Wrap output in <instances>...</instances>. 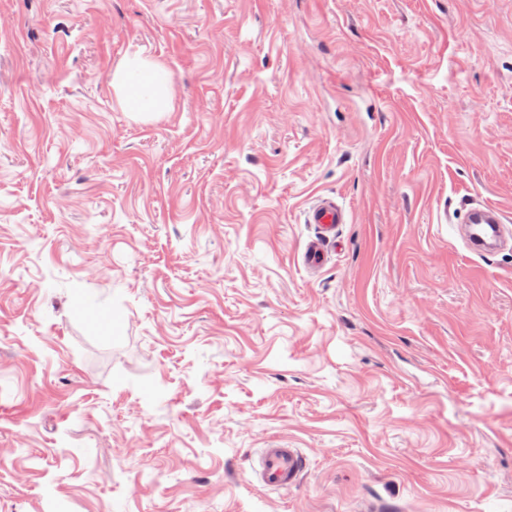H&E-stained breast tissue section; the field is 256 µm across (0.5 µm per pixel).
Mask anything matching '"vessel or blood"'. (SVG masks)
I'll use <instances>...</instances> for the list:
<instances>
[{"label":"vessel or blood","mask_w":512,"mask_h":512,"mask_svg":"<svg viewBox=\"0 0 512 512\" xmlns=\"http://www.w3.org/2000/svg\"><path fill=\"white\" fill-rule=\"evenodd\" d=\"M348 214L332 196L318 197L305 214L306 223L316 225L318 234L304 252V264L321 268L327 260L325 243L336 235L338 225L346 223ZM466 250L481 257L487 252L512 247V220L494 205L478 203L464 207L462 218L454 228ZM306 469V456L298 448H265L257 461L259 483L276 491L297 487Z\"/></svg>","instance_id":"vessel-or-blood-1"}]
</instances>
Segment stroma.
Returning <instances> with one entry per match:
<instances>
[{
    "mask_svg": "<svg viewBox=\"0 0 512 512\" xmlns=\"http://www.w3.org/2000/svg\"><path fill=\"white\" fill-rule=\"evenodd\" d=\"M469 202L512 217V0H0V512H512ZM145 69L150 70L152 79L150 83L140 89L141 96L146 101H144L145 105L140 107L139 112L141 113L139 114L162 112L167 104L164 97L160 100V90L167 91L171 84L170 73L163 66L145 60H128L115 70L112 80L113 87L121 99L124 100L130 88H135L137 83L140 82L139 74ZM155 87H159V91L153 95L152 90ZM348 214L333 196H319L306 211L305 221L316 224L318 234L304 252V264L311 269L321 268L327 260L325 242L336 236L339 224H347ZM306 469V456L299 448H264L255 469L259 483L276 491L297 487Z\"/></svg>",
    "mask_w": 512,
    "mask_h": 512,
    "instance_id": "stroma-1",
    "label": "stroma"
}]
</instances>
